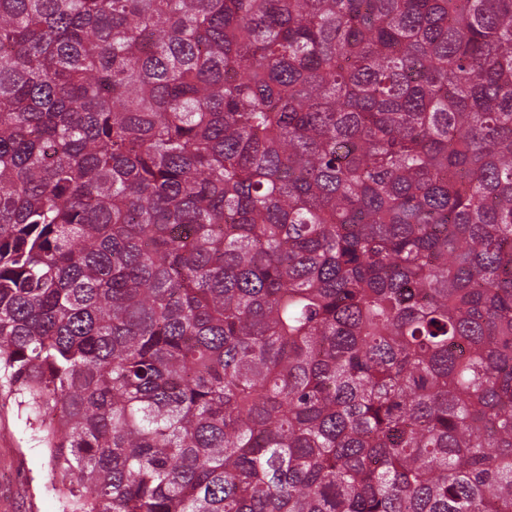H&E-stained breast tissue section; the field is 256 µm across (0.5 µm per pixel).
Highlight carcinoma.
Instances as JSON below:
<instances>
[{
	"label": "carcinoma",
	"instance_id": "1",
	"mask_svg": "<svg viewBox=\"0 0 512 512\" xmlns=\"http://www.w3.org/2000/svg\"><path fill=\"white\" fill-rule=\"evenodd\" d=\"M0 393L59 512H512V0H0Z\"/></svg>",
	"mask_w": 512,
	"mask_h": 512
}]
</instances>
